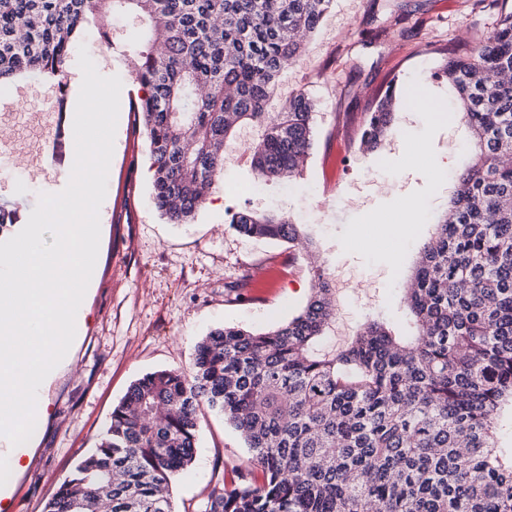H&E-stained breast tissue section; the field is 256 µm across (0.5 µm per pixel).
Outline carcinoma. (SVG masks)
<instances>
[{
    "mask_svg": "<svg viewBox=\"0 0 512 512\" xmlns=\"http://www.w3.org/2000/svg\"><path fill=\"white\" fill-rule=\"evenodd\" d=\"M332 2L0 0V83L37 70L62 89L85 26L103 25L117 4L145 15L152 39L132 52L143 94L131 103L149 145L152 201L167 223L190 224L242 125L261 130L257 179L302 172L314 101L299 91L277 112L267 105ZM440 74L476 151L404 289L418 335L370 320L339 348L319 349L336 321V283L313 266L311 293L287 322L220 326L197 340L189 368L133 382L42 512H176L172 480L195 458L203 407L223 415L248 458L209 484L197 512H512V460L495 441L512 403V10ZM407 98L388 87L363 120L362 152L393 133ZM229 226L313 248L302 225L273 210L242 208Z\"/></svg>",
    "mask_w": 512,
    "mask_h": 512,
    "instance_id": "1",
    "label": "carcinoma"
}]
</instances>
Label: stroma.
<instances>
[{
	"label": "stroma",
	"mask_w": 512,
	"mask_h": 512,
	"mask_svg": "<svg viewBox=\"0 0 512 512\" xmlns=\"http://www.w3.org/2000/svg\"><path fill=\"white\" fill-rule=\"evenodd\" d=\"M512 0H334L304 53L284 69L270 105L278 111L291 93L316 104L315 143L300 176L258 183L250 151L258 132L237 129L224 150V173L194 223L169 224L151 203L148 146L138 113L129 109L137 86L127 55L148 36L146 20L116 10L106 26H86L78 37L103 75L122 81L120 111L107 190L99 209L100 245L84 317L66 363L44 389L45 418L22 468L0 494V512H42L45 502L91 452L113 408L142 375L188 367L198 337L222 324L266 329L288 321L305 304L311 263L328 267L337 284L339 315L324 343L340 346L369 319L391 322L400 334L416 327L403 290L436 217L448 207V184L429 171L433 157L451 155L452 170L469 159V132L456 110L433 124L416 105L399 111L395 132L364 155L359 132L389 83L418 96L448 99L437 71L443 54L486 37ZM58 91L37 74L0 90V203L28 218L40 193L62 191L70 178L74 143L56 164L52 132ZM273 208L305 225L313 257H300L266 301H245L237 278L266 267L283 245L246 240L229 231L230 212ZM400 230L375 234L376 223ZM247 452L223 418L201 417L195 461L173 483L177 508L206 495L225 467Z\"/></svg>",
	"instance_id": "obj_1"
}]
</instances>
